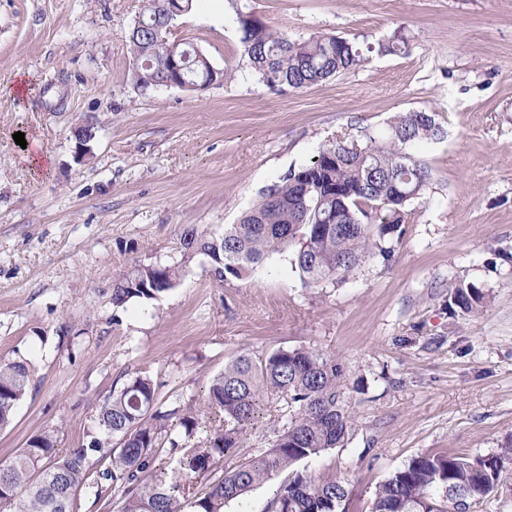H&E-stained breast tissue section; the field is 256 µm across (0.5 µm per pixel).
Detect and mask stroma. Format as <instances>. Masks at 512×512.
I'll return each instance as SVG.
<instances>
[{"label":"stroma","mask_w":512,"mask_h":512,"mask_svg":"<svg viewBox=\"0 0 512 512\" xmlns=\"http://www.w3.org/2000/svg\"><path fill=\"white\" fill-rule=\"evenodd\" d=\"M145 0H0V361L29 359L34 385L0 430V461L44 428L86 442L92 406L131 376L164 408L202 401L226 362L299 346L336 354L355 431L299 463L350 481L353 512L417 455H488L512 442V0H195L170 37L197 45L224 84L137 89L127 32ZM290 38L355 41L361 66L278 93L240 47L239 12ZM407 49L381 55L394 33ZM30 88L15 93L19 73ZM435 113L445 137L391 266L310 288L275 253L244 279L192 263L160 299L113 309L97 290L138 259L179 253L184 227L236 223L267 186L340 134L395 113ZM93 119L85 158L72 127ZM52 157L35 175L13 135ZM483 289L451 313L458 286ZM70 336H62V326ZM484 298L485 294L481 288L473 285L466 288L456 287L448 298V309L455 312L454 307H457L464 313L475 312L483 304Z\"/></svg>","instance_id":"1"}]
</instances>
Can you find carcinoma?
<instances>
[{
	"mask_svg": "<svg viewBox=\"0 0 512 512\" xmlns=\"http://www.w3.org/2000/svg\"><path fill=\"white\" fill-rule=\"evenodd\" d=\"M193 2L157 0L130 29L136 87L147 90L172 77V50L192 85L205 88L229 78L193 43L156 39V26L173 20L170 8L183 15ZM239 25L244 56L273 90L309 88L364 61L363 50L340 36L293 40L251 13L239 14ZM442 137L435 114L422 110L394 116L381 135L339 136L309 164L269 185L224 234L187 226L180 235V257L148 264L135 260L97 293L112 307L124 308L176 288L198 257L209 260L212 275L222 282L248 275L267 256L292 245V268L308 287L342 284L368 261L387 267L403 239L409 205L432 179L415 149ZM484 298L473 285L456 287L448 309L475 312ZM32 385L28 362H0L1 428ZM345 387L336 355L303 347L279 349L258 361L236 357L213 378L199 407L161 409L154 381L138 374L94 404L98 433L88 443L58 455L56 430L47 428L1 462L0 512H72L85 488L98 497L117 494L120 512H224L230 502L283 472L271 512H350L349 479L317 480L293 469L349 440L355 424L345 410ZM271 399L282 403L285 417L271 447L230 464L205 493L195 492L197 479L205 478L216 460L233 456ZM207 410L224 413V424L194 442ZM165 447L175 461L169 472L158 463V450ZM504 459L512 460V445L485 456L447 451L415 456L378 485L371 512H458V500L482 501L502 487ZM105 462L108 466L101 467Z\"/></svg>",
	"mask_w": 512,
	"mask_h": 512,
	"instance_id": "cac0c4a2",
	"label": "carcinoma"
}]
</instances>
